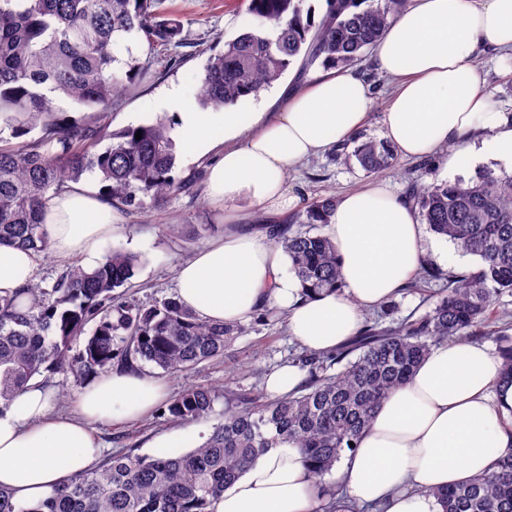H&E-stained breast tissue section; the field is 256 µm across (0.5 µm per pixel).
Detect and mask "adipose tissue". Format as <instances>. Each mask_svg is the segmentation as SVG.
Here are the masks:
<instances>
[{"label": "adipose tissue", "mask_w": 512, "mask_h": 512, "mask_svg": "<svg viewBox=\"0 0 512 512\" xmlns=\"http://www.w3.org/2000/svg\"><path fill=\"white\" fill-rule=\"evenodd\" d=\"M487 50L512 51V0H409L373 51V66L398 78L383 116V136L406 158H440L464 170L480 157L467 134L491 131L492 146L512 159V123L494 111L477 63ZM371 89L351 68L284 86L280 107L241 124L234 112H201L171 91L175 137L182 150L209 156L206 194L224 210V236L178 267V300L210 322L242 323L263 308L286 315L289 336L323 353L356 336L366 312L398 295L417 274L426 241L416 206L382 181L344 194L328 226L344 286L305 295L268 221L296 203L286 175L361 130ZM248 199V211L237 203ZM118 218L97 190L75 186L52 198L43 222L50 250L96 267ZM30 251L0 246V295L35 278ZM168 396L145 371L99 374L81 392L78 413L54 412L51 391L31 379L0 403V487L15 501L44 496L70 476L94 468L103 446L99 425L135 421ZM512 451V385L487 346L440 343L409 380L383 400L340 475L350 499L379 512H441L436 490L490 471ZM316 485L299 449H268L210 512H314Z\"/></svg>", "instance_id": "ef3b65f1"}]
</instances>
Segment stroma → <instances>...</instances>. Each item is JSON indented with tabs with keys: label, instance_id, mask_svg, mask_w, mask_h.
Segmentation results:
<instances>
[{
	"label": "stroma",
	"instance_id": "stroma-1",
	"mask_svg": "<svg viewBox=\"0 0 512 512\" xmlns=\"http://www.w3.org/2000/svg\"><path fill=\"white\" fill-rule=\"evenodd\" d=\"M173 8L182 17L183 33L189 39L174 67L158 61L128 85L118 97L110 115V128L117 131L129 125L169 117L163 100L166 92L176 88L189 98H196L208 56L218 52L216 36L231 40L246 31L252 19L242 0H172ZM478 63L485 73L484 92L491 107L512 122V56L492 52L481 54ZM370 58H363L360 69L368 71L373 85L371 118L364 129L368 137L382 139V114L389 106L394 82L370 69ZM482 154L477 169L492 168L512 172V161L500 158L490 146L488 133L478 131L472 136ZM208 160L181 152L176 165L186 186L176 198L159 210L119 213V224L112 235V244L138 254L142 263L132 279L130 290L135 300L150 305L175 297L177 268L181 262L204 249L224 235V212L206 197ZM477 169L463 173L446 170L439 159H398L394 170L384 173V180L397 193H407L411 183L429 184L436 180L471 179ZM373 177L358 164H346L325 153L312 158L288 172V189L292 195L336 196L372 182ZM182 227L180 236H169L166 225ZM209 225L206 233H198V225ZM428 263L445 272L462 273L475 269L476 257L458 252L454 245L434 233L425 235ZM246 331L225 351L223 356L200 363L194 369L166 375L170 395H177L186 386L195 384L214 390L216 401L209 419L176 421L151 413L135 424L103 425L98 434L109 453H151L159 437L173 439L177 451H188L202 443L224 418L226 392L257 393L264 389L265 376L285 363L296 361L303 347L286 332L279 312H272L265 321L248 320Z\"/></svg>",
	"mask_w": 512,
	"mask_h": 512
}]
</instances>
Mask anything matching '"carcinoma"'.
<instances>
[{
	"mask_svg": "<svg viewBox=\"0 0 512 512\" xmlns=\"http://www.w3.org/2000/svg\"><path fill=\"white\" fill-rule=\"evenodd\" d=\"M319 20L306 0H248L255 24L208 57L198 89L204 108L235 105L280 79L300 56L325 69L360 61L382 37L401 0H328ZM145 40L171 52L186 44L182 20L166 0H0V117L15 143L0 145V246L41 257L48 250L43 213L54 195L85 174L99 178L114 208L161 209L183 189L176 174L174 123L110 130L117 94L147 66L119 43ZM84 106L91 124L68 121L61 103ZM38 136L27 138L33 130ZM142 138L135 139L137 131ZM108 146L97 149L103 141ZM368 173L391 168L390 147L359 135L344 153ZM422 223L458 251L477 257L476 269L448 275V287L424 315L386 327L367 321L336 352L309 353L300 362L306 384L296 394L270 399L235 396L206 440L183 453L109 454L95 468L53 487L29 503L0 489V512H208L211 500L267 449L291 442L315 481L352 449L375 410L404 384L437 343L494 338L503 379L512 383V335L490 320L493 297L512 293V174L482 170L466 182L410 186ZM336 197L303 199L285 220L271 224L305 292L341 289L336 248L320 227ZM136 255L114 247L94 270L72 263L53 285L32 284L0 296V402L34 376L70 372L89 379L116 369L151 365L168 373L189 370L224 355L244 331L213 324L170 298L148 307L117 293L131 285ZM422 263L409 288L442 280ZM92 334L73 351L88 323ZM216 395L184 388L163 407L175 420H204ZM442 512H512V452L469 482L436 490ZM319 512H360L342 485L321 488Z\"/></svg>",
	"mask_w": 512,
	"mask_h": 512,
	"instance_id": "1",
	"label": "carcinoma"
}]
</instances>
